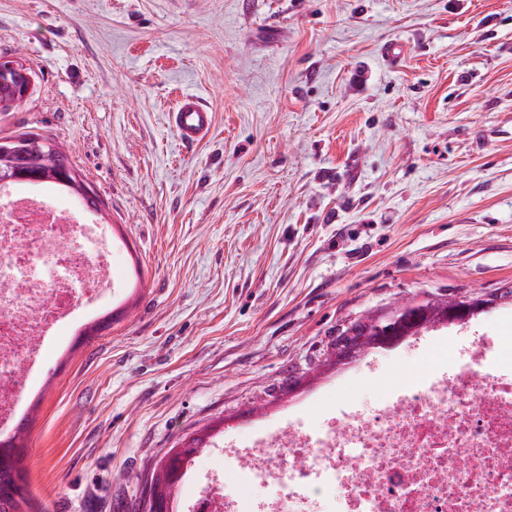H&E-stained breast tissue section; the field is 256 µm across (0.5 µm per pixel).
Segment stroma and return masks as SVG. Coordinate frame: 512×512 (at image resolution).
I'll list each match as a JSON object with an SVG mask.
<instances>
[{
	"label": "stroma",
	"mask_w": 512,
	"mask_h": 512,
	"mask_svg": "<svg viewBox=\"0 0 512 512\" xmlns=\"http://www.w3.org/2000/svg\"><path fill=\"white\" fill-rule=\"evenodd\" d=\"M35 89L0 137L62 143L102 200L127 318L42 367L37 512H128L185 437L424 370L401 343L311 401L330 343L400 302L479 296L512 336V0H0ZM213 122L184 144L177 98Z\"/></svg>",
	"instance_id": "stroma-1"
}]
</instances>
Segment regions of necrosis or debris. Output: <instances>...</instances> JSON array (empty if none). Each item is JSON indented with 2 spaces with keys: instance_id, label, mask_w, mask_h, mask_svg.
Masks as SVG:
<instances>
[{
  "instance_id": "obj_1",
  "label": "necrosis or debris",
  "mask_w": 512,
  "mask_h": 512,
  "mask_svg": "<svg viewBox=\"0 0 512 512\" xmlns=\"http://www.w3.org/2000/svg\"><path fill=\"white\" fill-rule=\"evenodd\" d=\"M118 283L103 225L45 188L0 191V433L64 332ZM444 339L431 335L426 370L384 392L374 417L345 399L322 421L223 439L247 494L226 495L223 470L188 472L184 512H512V338L452 357Z\"/></svg>"
}]
</instances>
